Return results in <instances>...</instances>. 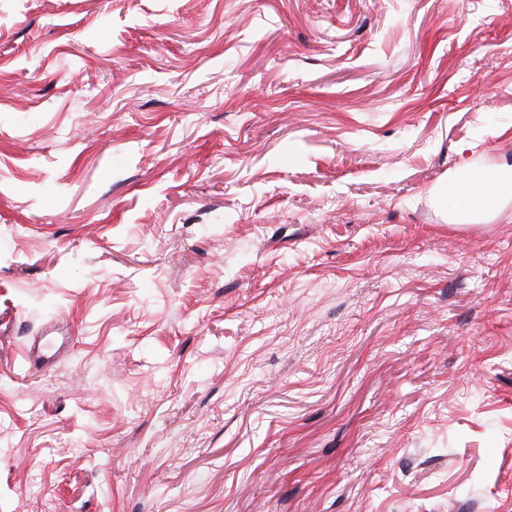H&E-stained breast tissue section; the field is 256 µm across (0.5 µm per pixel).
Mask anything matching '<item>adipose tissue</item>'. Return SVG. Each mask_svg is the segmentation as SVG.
Listing matches in <instances>:
<instances>
[{
    "instance_id": "ef3b65f1",
    "label": "adipose tissue",
    "mask_w": 512,
    "mask_h": 512,
    "mask_svg": "<svg viewBox=\"0 0 512 512\" xmlns=\"http://www.w3.org/2000/svg\"><path fill=\"white\" fill-rule=\"evenodd\" d=\"M445 189L468 201V209L460 215V222L496 218L503 211L506 199L512 196V164L493 161L479 170L450 175Z\"/></svg>"
}]
</instances>
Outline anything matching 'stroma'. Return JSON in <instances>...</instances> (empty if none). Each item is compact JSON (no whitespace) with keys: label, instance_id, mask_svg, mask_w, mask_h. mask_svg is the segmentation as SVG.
I'll list each match as a JSON object with an SVG mask.
<instances>
[{"label":"stroma","instance_id":"stroma-1","mask_svg":"<svg viewBox=\"0 0 512 512\" xmlns=\"http://www.w3.org/2000/svg\"><path fill=\"white\" fill-rule=\"evenodd\" d=\"M490 160L512 0H0V512H512ZM445 189L468 201L467 212L455 217V223L495 219L512 196V164L493 161L480 170L455 173L448 176Z\"/></svg>","mask_w":512,"mask_h":512}]
</instances>
